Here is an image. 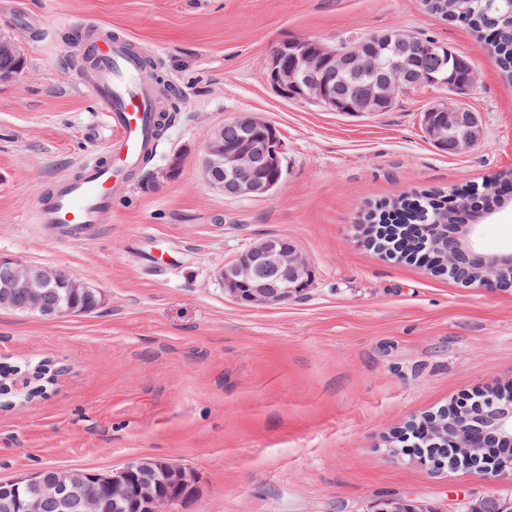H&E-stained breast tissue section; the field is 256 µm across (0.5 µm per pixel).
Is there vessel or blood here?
Wrapping results in <instances>:
<instances>
[{"label":"vessel or blood","mask_w":512,"mask_h":512,"mask_svg":"<svg viewBox=\"0 0 512 512\" xmlns=\"http://www.w3.org/2000/svg\"><path fill=\"white\" fill-rule=\"evenodd\" d=\"M72 37L87 59L82 78L92 87L110 136L99 153L88 157L77 175L55 180L35 210L36 223L53 233L93 236L108 223L127 174L152 154L157 141V109L142 57L123 35L112 32L89 39L74 28Z\"/></svg>","instance_id":"vessel-or-blood-1"}]
</instances>
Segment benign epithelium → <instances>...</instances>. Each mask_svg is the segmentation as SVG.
I'll return each instance as SVG.
<instances>
[{
  "label": "benign epithelium",
  "mask_w": 512,
  "mask_h": 512,
  "mask_svg": "<svg viewBox=\"0 0 512 512\" xmlns=\"http://www.w3.org/2000/svg\"><path fill=\"white\" fill-rule=\"evenodd\" d=\"M373 50L349 40L336 48L317 40L299 39L284 42L272 53L267 66L271 85L285 98H302L351 115H366L389 109L402 90L420 86L448 89V98L424 113L423 124L428 138L436 145H450L454 152L472 149L482 138V125L477 113L462 106L461 97L473 90L475 83L458 86L446 78H437L427 71L413 68L412 58L398 57L389 68L395 79H386L366 91L353 88L343 99L336 98L333 89L319 77L323 69L346 70L351 73L374 71L385 65L379 47L392 43L402 45L412 37L397 28H389L372 36ZM16 36L0 27V55L18 53ZM243 133L232 145L224 143V127L209 135L201 159L204 179L228 196L261 198L270 196L282 183L281 141L278 130L268 121L253 114H240L230 120ZM449 224L437 219L438 236L426 239L425 258L440 266L458 271L464 268L484 269L487 276L512 273V250L488 258L477 245L479 224ZM0 265L9 268L7 288H21L24 303L32 312L46 306L45 288L67 285L81 286L55 268L43 269L39 279L32 277L31 266L12 258H0ZM220 282L237 301L250 305H275L299 296L312 278L306 258L291 242L265 239L251 246L224 265L218 274ZM482 401L463 415L458 406H450L435 418L419 424L424 436L433 441L437 450L454 448L462 452L479 475L487 480L512 481V391H477ZM506 448L497 456L484 449L494 444ZM182 486V472L177 468L166 471L161 478L154 469L128 467L110 478L100 477L112 496V506L136 500L143 512H170L174 498L161 487ZM34 489L28 497L26 512H100L102 501L91 497L75 484L49 482L40 470L14 480Z\"/></svg>",
  "instance_id": "7a95c632"
}]
</instances>
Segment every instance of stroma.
Segmentation results:
<instances>
[{
  "mask_svg": "<svg viewBox=\"0 0 512 512\" xmlns=\"http://www.w3.org/2000/svg\"><path fill=\"white\" fill-rule=\"evenodd\" d=\"M0 25L26 59L0 83V257L101 295L91 314L0 309V361L56 373L44 394L0 406V479L153 458L192 477L175 512H377L388 498L470 512L512 493L463 466L433 471L402 441L410 422L512 384V288L464 287L368 247L361 229L400 195L512 178V83L482 40L421 0H0ZM73 25L124 31L176 92L153 157L90 239L33 221L51 182L109 135ZM395 25L471 61L466 104L483 138L469 152L440 151L423 130L447 90H409L358 119L268 81L284 42ZM242 113L283 142L284 181L266 198L225 196L201 173L208 131ZM269 235L298 246L312 279L282 304L238 302L218 272ZM478 246L512 250V204L479 227Z\"/></svg>",
  "mask_w": 512,
  "mask_h": 512,
  "instance_id": "35a3bbf8",
  "label": "stroma"
}]
</instances>
